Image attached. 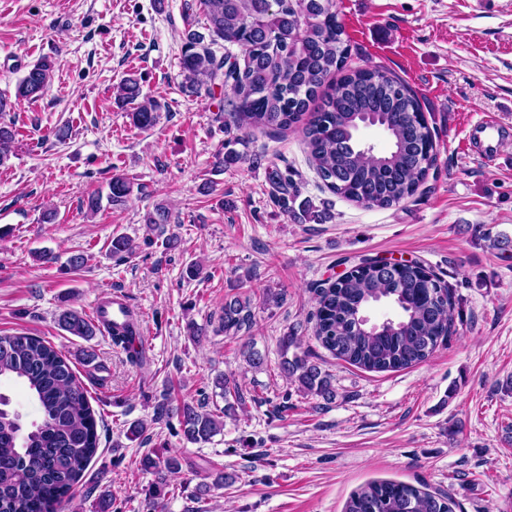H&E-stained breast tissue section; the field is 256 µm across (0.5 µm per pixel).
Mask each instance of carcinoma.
<instances>
[{"mask_svg":"<svg viewBox=\"0 0 512 512\" xmlns=\"http://www.w3.org/2000/svg\"><path fill=\"white\" fill-rule=\"evenodd\" d=\"M209 36L242 47L244 66L217 58L204 45L205 36L185 31L180 61L181 90L194 96L218 78L236 97L231 117L238 129L292 128L309 115L301 129L319 177L343 198L369 208L387 209L413 196L434 164L433 135L420 102L399 78L380 69L357 70L324 88L328 76L343 70L348 56L344 30L337 20L335 0H198ZM51 64L42 60L19 79L15 99L33 100L46 90ZM118 102L131 106V123L153 128L165 105L143 93L138 78L127 76L116 87ZM379 125L390 148L374 153L358 132L366 123ZM14 124L0 123V164L15 147ZM107 200L123 206L132 192L121 175L111 178ZM112 255L135 252L133 241L112 236ZM364 259L344 280L313 289L317 310L315 336L336 358L370 371L409 368L425 361L454 324L455 303L450 287L425 265L415 262L390 273ZM385 301L396 317L372 329L361 317ZM251 300L224 302L219 331L236 334L250 327ZM58 326L72 336L88 338L99 327L74 309L57 316ZM112 344L138 363L141 351L137 320L110 327ZM296 339L282 340L283 376L299 392L332 402L335 390L329 374L306 354L288 355ZM19 382L38 404L42 420L23 428L0 396V512H57L81 481L98 448L97 422L87 391L61 351L27 333L0 335V382ZM224 397L222 414L204 404L188 402L176 408L185 439L207 443L224 430V417L243 402V393L229 379L216 381ZM140 469L154 475L148 489L147 512H164L168 479L181 470L176 455L154 452L140 460ZM344 512H453L444 493L396 481H374L353 491Z\"/></svg>","mask_w":512,"mask_h":512,"instance_id":"obj_1","label":"carcinoma"}]
</instances>
